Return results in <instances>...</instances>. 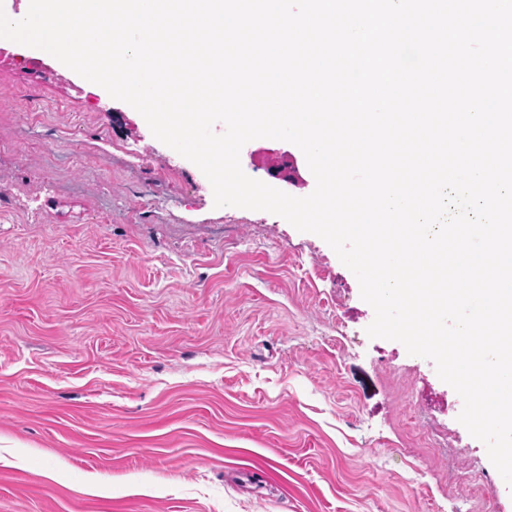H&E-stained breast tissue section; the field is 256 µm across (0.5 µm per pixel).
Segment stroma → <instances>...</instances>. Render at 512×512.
Wrapping results in <instances>:
<instances>
[{
    "instance_id": "stroma-1",
    "label": "stroma",
    "mask_w": 512,
    "mask_h": 512,
    "mask_svg": "<svg viewBox=\"0 0 512 512\" xmlns=\"http://www.w3.org/2000/svg\"><path fill=\"white\" fill-rule=\"evenodd\" d=\"M0 51V512H512L324 240L215 207L130 105Z\"/></svg>"
}]
</instances>
